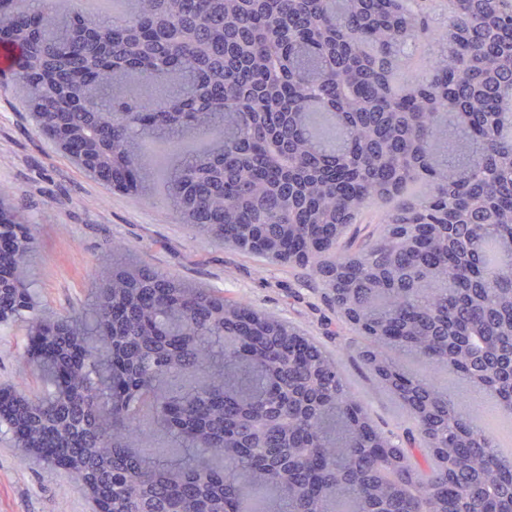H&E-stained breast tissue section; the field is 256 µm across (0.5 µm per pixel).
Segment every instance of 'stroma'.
I'll return each instance as SVG.
<instances>
[{
	"mask_svg": "<svg viewBox=\"0 0 512 512\" xmlns=\"http://www.w3.org/2000/svg\"><path fill=\"white\" fill-rule=\"evenodd\" d=\"M0 187L26 204L33 217L38 248L28 281L39 308L61 315L84 311L113 246H130L137 260L157 271L218 289L306 329L343 356L346 373L376 422L396 430L400 408L348 356L351 334L337 325L301 270L268 265L205 240L165 205L161 184H154L148 202L86 175L43 136L7 70L0 72ZM35 344L30 320L0 326V392L39 394L42 369L31 360ZM0 512H97V507L82 482L23 454L10 435L0 433Z\"/></svg>",
	"mask_w": 512,
	"mask_h": 512,
	"instance_id": "stroma-1",
	"label": "stroma"
}]
</instances>
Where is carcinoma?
<instances>
[{
	"instance_id": "carcinoma-1",
	"label": "carcinoma",
	"mask_w": 512,
	"mask_h": 512,
	"mask_svg": "<svg viewBox=\"0 0 512 512\" xmlns=\"http://www.w3.org/2000/svg\"><path fill=\"white\" fill-rule=\"evenodd\" d=\"M129 18L0 0L41 132L200 235L317 282L406 413L381 428L314 337L112 250L88 317L44 323L50 386L0 428L96 485L99 512H512V462L448 406L453 370L512 410V0H127ZM160 88L143 96L136 84ZM205 137V150L189 143ZM382 204L376 224L364 212ZM0 325L39 316L6 279ZM409 354L430 371L399 360ZM181 449L143 452L145 408ZM421 451V459L412 450Z\"/></svg>"
}]
</instances>
